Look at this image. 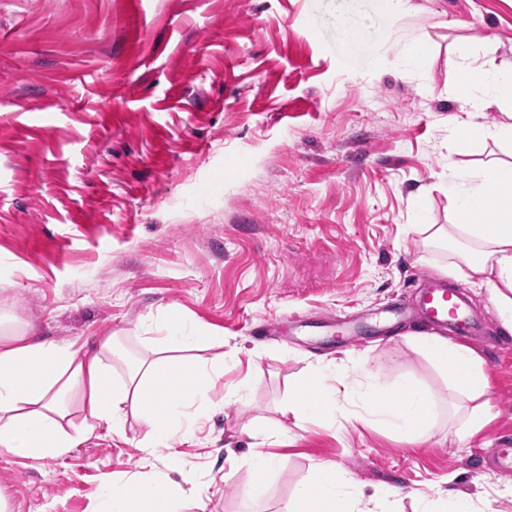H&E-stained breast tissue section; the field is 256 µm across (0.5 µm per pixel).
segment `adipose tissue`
<instances>
[{
    "label": "adipose tissue",
    "instance_id": "obj_1",
    "mask_svg": "<svg viewBox=\"0 0 512 512\" xmlns=\"http://www.w3.org/2000/svg\"><path fill=\"white\" fill-rule=\"evenodd\" d=\"M452 64L462 76L468 106L456 119L457 142L448 160V214L444 224L422 225L432 244H451V273L489 288L504 328L512 332V162L491 159L463 166L473 140H512V122L483 123L487 109L512 105V61L477 62L470 42H460ZM139 350L125 337L107 335L94 344L45 341L0 317V449L35 462L65 457L103 430L121 434L129 418L151 432L146 453L166 447L167 476L135 472L102 485V512H190L193 499L173 476L183 462L174 447L191 439L199 423L225 402L243 400L248 381L211 396L224 377V339L200 330L170 310L142 326ZM461 397L452 429L458 439L481 431L491 419L485 361L471 347L435 333L411 335ZM279 419H263L269 436L287 435L284 418L335 424L356 414L373 429L411 441L436 434L437 399L414 381H390L369 358L352 366L335 361L311 365L285 403ZM294 512H401L383 491L364 498L353 477L336 465L316 464L295 497Z\"/></svg>",
    "mask_w": 512,
    "mask_h": 512
}]
</instances>
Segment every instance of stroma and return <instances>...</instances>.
<instances>
[{
    "instance_id": "stroma-1",
    "label": "stroma",
    "mask_w": 512,
    "mask_h": 512,
    "mask_svg": "<svg viewBox=\"0 0 512 512\" xmlns=\"http://www.w3.org/2000/svg\"><path fill=\"white\" fill-rule=\"evenodd\" d=\"M410 4L394 20L386 0H0V302L55 342L135 336L171 307L223 335L237 362L213 398L252 385L176 447L192 512H288L320 461L407 510L445 490L512 512V476L481 457L512 437V334L461 278L494 414L481 432L413 444L308 424L269 444L282 462L257 494L240 463L255 417L319 359L365 354L453 398L406 340L430 330L416 296L450 255L417 224L448 221L453 48L512 60V0ZM146 433L132 418L58 460L0 450V494L12 512H98L106 476L163 472Z\"/></svg>"
}]
</instances>
